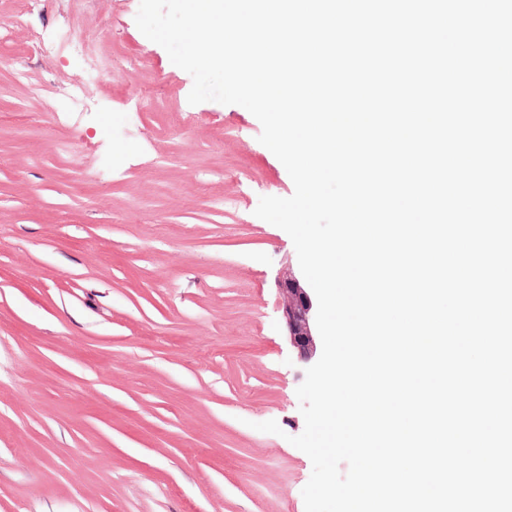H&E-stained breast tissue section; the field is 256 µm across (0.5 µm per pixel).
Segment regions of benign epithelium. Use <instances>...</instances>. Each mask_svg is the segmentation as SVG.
Wrapping results in <instances>:
<instances>
[{
    "label": "benign epithelium",
    "instance_id": "obj_1",
    "mask_svg": "<svg viewBox=\"0 0 512 512\" xmlns=\"http://www.w3.org/2000/svg\"><path fill=\"white\" fill-rule=\"evenodd\" d=\"M283 292V316L289 335L298 349L299 358L305 363L314 360L317 352L316 313L317 309L311 296L299 281L287 277L281 284Z\"/></svg>",
    "mask_w": 512,
    "mask_h": 512
}]
</instances>
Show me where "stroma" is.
<instances>
[{
	"label": "stroma",
	"mask_w": 512,
	"mask_h": 512,
	"mask_svg": "<svg viewBox=\"0 0 512 512\" xmlns=\"http://www.w3.org/2000/svg\"><path fill=\"white\" fill-rule=\"evenodd\" d=\"M21 2L0 0V512H305L280 290L301 269L254 214L286 168L246 108L189 103L140 0ZM60 30L102 31L113 71L36 49Z\"/></svg>",
	"instance_id": "1"
}]
</instances>
